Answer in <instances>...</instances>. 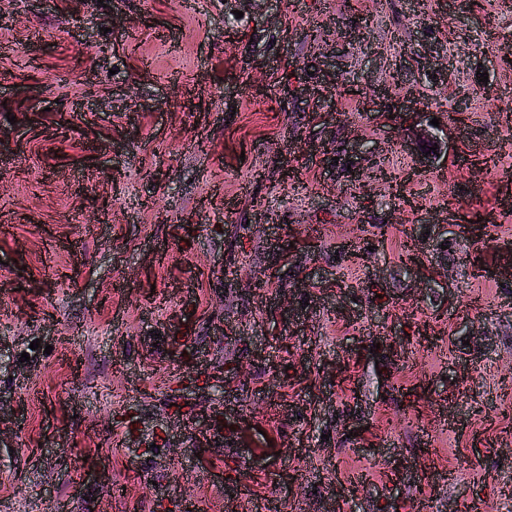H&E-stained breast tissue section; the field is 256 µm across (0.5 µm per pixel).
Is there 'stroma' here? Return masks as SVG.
Wrapping results in <instances>:
<instances>
[{"instance_id": "obj_1", "label": "stroma", "mask_w": 512, "mask_h": 512, "mask_svg": "<svg viewBox=\"0 0 512 512\" xmlns=\"http://www.w3.org/2000/svg\"><path fill=\"white\" fill-rule=\"evenodd\" d=\"M509 46L512 0H0V507L512 512ZM419 126V127H418ZM440 127H434V125L428 123H419L417 127L411 132V136H408L407 140L404 141L403 146L412 153L417 154V149L420 148L421 143H427L434 138L438 139Z\"/></svg>"}]
</instances>
